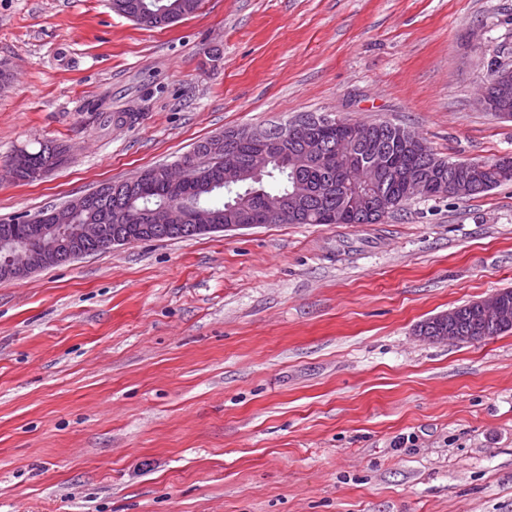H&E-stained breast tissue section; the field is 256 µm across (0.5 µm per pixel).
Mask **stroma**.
I'll return each mask as SVG.
<instances>
[{"label":"stroma","instance_id":"35a3bbf8","mask_svg":"<svg viewBox=\"0 0 512 512\" xmlns=\"http://www.w3.org/2000/svg\"><path fill=\"white\" fill-rule=\"evenodd\" d=\"M509 60L512 0H202L152 30L111 0H0V172L68 149L0 180V221L307 113L512 156L475 105ZM506 288L512 183L0 281V512H512V331L418 334Z\"/></svg>","mask_w":512,"mask_h":512}]
</instances>
